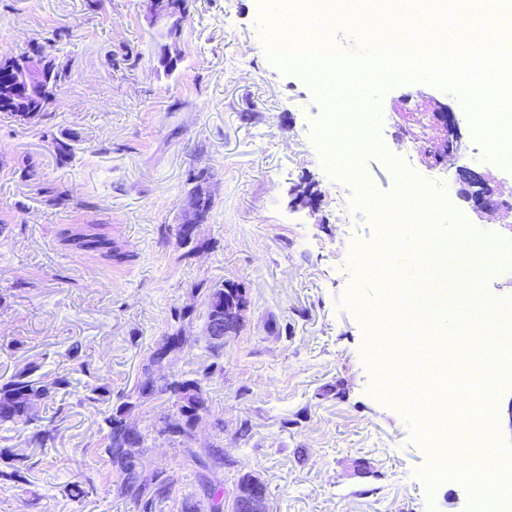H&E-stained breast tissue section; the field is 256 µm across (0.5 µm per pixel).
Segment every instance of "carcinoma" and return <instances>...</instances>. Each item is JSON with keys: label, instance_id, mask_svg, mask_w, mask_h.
<instances>
[{"label": "carcinoma", "instance_id": "cac0c4a2", "mask_svg": "<svg viewBox=\"0 0 512 512\" xmlns=\"http://www.w3.org/2000/svg\"><path fill=\"white\" fill-rule=\"evenodd\" d=\"M67 72V66H60V72L47 84L42 98L37 103L39 111L20 112L18 104L24 99L20 87L24 82L14 63L0 59V112L6 113L21 125L33 123L41 113L55 103L56 89L66 78ZM63 235L64 241L74 244L81 250L112 256V242L104 236L91 233L71 235L67 230L63 231ZM193 287L201 298L203 317L208 321L213 317V310L224 304V283L201 280L193 284ZM192 320L193 312L174 311L167 336L176 338L183 327ZM207 351L214 359L208 366V371L192 378L163 376L150 385L144 384L140 379L125 401L107 408L103 413L102 423L107 430V444L104 448L106 462L121 477L120 483L116 485L117 494L133 501L139 512L153 510L157 502L169 498L174 478L165 469L153 470V479L149 482L141 478L144 471L142 449L139 448L134 453L129 451L128 445L132 444V438L124 428L123 419L132 413L133 400L143 396L154 399L162 395L169 396L172 407L183 416V426L177 431L175 441L183 445L185 461L195 468L197 482L204 497L202 501L195 497L184 498L180 512H201L204 506L208 512H224V480L219 475V468L224 466L223 451L215 446L208 449L207 453L201 454L190 447L196 420L207 413L205 383L214 372L223 371L218 359L224 353V346L212 345ZM34 369L36 365L30 362L17 369L8 379L0 381V428L7 431L24 430L33 425L35 431L30 436V444L35 448H53L63 417L59 414L43 417L39 415V409L66 390L70 386V381L66 376H57L49 380L36 378L33 376ZM258 481L259 478L252 474H245L240 478L232 500L231 512H243L240 495Z\"/></svg>", "mask_w": 512, "mask_h": 512}]
</instances>
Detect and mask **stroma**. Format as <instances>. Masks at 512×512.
<instances>
[{
	"instance_id": "1",
	"label": "stroma",
	"mask_w": 512,
	"mask_h": 512,
	"mask_svg": "<svg viewBox=\"0 0 512 512\" xmlns=\"http://www.w3.org/2000/svg\"><path fill=\"white\" fill-rule=\"evenodd\" d=\"M188 5L184 55L168 73L159 64L164 27L150 24L139 0H105L100 10L90 0H0V56L58 32L70 65L55 105L34 123L0 112V381L30 362L36 376L73 381L57 400L65 418L55 447L0 429V512H138L114 492L120 477L101 455L100 407L84 401L85 386L121 402L201 279L233 282L247 298L192 443L223 449L225 491L250 473L267 487L268 512H467L458 481L427 492L419 472L429 447L403 400L371 391L370 320L382 290L358 249L377 241L378 220L352 203L364 187L394 193L397 173L379 156L331 151L319 88L267 53L263 0ZM466 109L452 91L405 81L380 93L373 134L391 154L421 137L417 167L447 174L454 207L480 236L453 278L512 307V163L491 150L471 162L495 200L476 211L461 194L462 161L442 153L440 113ZM57 138L72 139L73 158L59 159ZM198 172L212 207L202 247L188 256L176 229ZM304 184L318 208L296 203ZM61 188L74 205H46ZM87 224L111 238L117 259L62 243L64 229ZM75 342L76 361L67 355ZM170 411L160 399L132 416L144 466L174 478L156 512H180L200 493L180 446L159 433ZM15 453L37 461L20 481L5 477ZM87 481L96 495H72Z\"/></svg>"
}]
</instances>
